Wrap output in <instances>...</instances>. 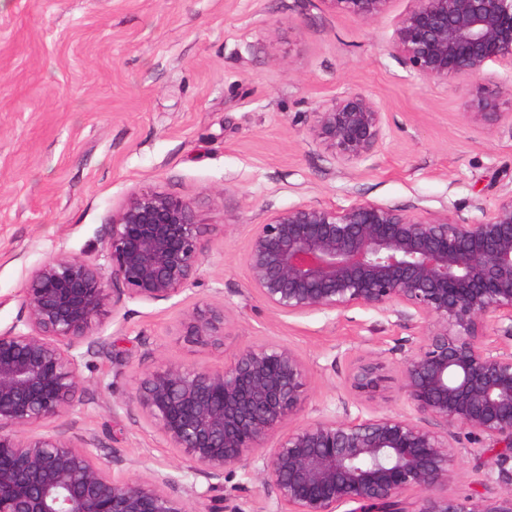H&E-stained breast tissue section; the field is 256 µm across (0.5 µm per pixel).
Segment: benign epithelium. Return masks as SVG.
I'll return each mask as SVG.
<instances>
[{"instance_id": "benign-epithelium-1", "label": "benign epithelium", "mask_w": 512, "mask_h": 512, "mask_svg": "<svg viewBox=\"0 0 512 512\" xmlns=\"http://www.w3.org/2000/svg\"><path fill=\"white\" fill-rule=\"evenodd\" d=\"M364 23L391 0H322ZM387 49L418 78L468 84V117L489 132L511 112L486 90L490 62H512V0H409ZM313 141L341 161L364 162L382 140L380 105L344 92L312 112ZM457 219L370 201L346 207L297 204L253 225L243 261L249 287L284 315L395 313L423 331L401 366L413 414L324 417L281 432L305 401L306 370L279 343L248 347L224 367L164 358L135 378L120 406H137L191 472L208 481L188 498L161 470L133 480L123 460L84 439L29 434L84 405L80 348L99 342L109 314L128 300L168 301L199 284L209 249L192 203L164 190H134L106 225L107 265L64 253L33 267L18 323L0 330V512H224L214 481L263 453L257 479L275 492V512H403L398 497L421 494L417 512H512V184L491 209ZM224 307L207 302L181 322L193 344H224ZM376 366L352 385L371 390ZM468 429L498 449L508 476L495 497L448 494L454 432ZM276 439L271 448L266 444Z\"/></svg>"}]
</instances>
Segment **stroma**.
Masks as SVG:
<instances>
[{
  "label": "stroma",
  "instance_id": "obj_1",
  "mask_svg": "<svg viewBox=\"0 0 512 512\" xmlns=\"http://www.w3.org/2000/svg\"><path fill=\"white\" fill-rule=\"evenodd\" d=\"M408 0L374 23L323 0H0V328L20 315L29 271L65 253L104 264L105 226L129 193L158 188L195 206L211 249L202 286L168 301L126 302L104 321L103 346L80 366L86 402L37 434L61 432L157 469L194 476L136 407L121 406L136 375L164 358L221 367L268 342L294 349L306 369L295 427L326 416L406 414L403 360L420 328L396 314L288 316L250 289L243 262L254 224L301 203L371 201L468 219L512 182V124L494 133L467 117L468 87L424 81L386 45ZM343 92L375 99L383 139L363 163L314 142V110ZM223 306L224 344L179 332L199 300ZM378 361L383 380L355 391L354 368ZM452 495L503 488L496 452L461 429ZM255 461L225 472L217 495L235 512H272Z\"/></svg>",
  "mask_w": 512,
  "mask_h": 512
}]
</instances>
